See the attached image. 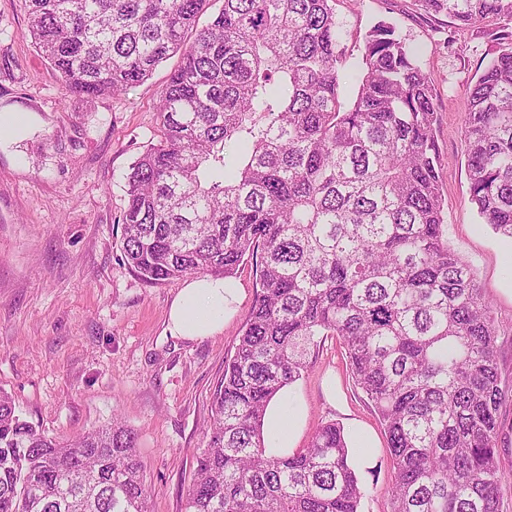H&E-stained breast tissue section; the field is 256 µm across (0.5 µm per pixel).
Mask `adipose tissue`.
<instances>
[{
  "mask_svg": "<svg viewBox=\"0 0 512 512\" xmlns=\"http://www.w3.org/2000/svg\"><path fill=\"white\" fill-rule=\"evenodd\" d=\"M242 290L235 281L205 277L188 281L170 306L168 330L171 335L196 341L221 333L224 319L239 303ZM269 448L285 454L294 448L302 417L289 413L286 403L275 400L267 409Z\"/></svg>",
  "mask_w": 512,
  "mask_h": 512,
  "instance_id": "1",
  "label": "adipose tissue"
}]
</instances>
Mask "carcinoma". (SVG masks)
Returning a JSON list of instances; mask_svg holds the SVG:
<instances>
[{
    "instance_id": "1",
    "label": "carcinoma",
    "mask_w": 512,
    "mask_h": 512,
    "mask_svg": "<svg viewBox=\"0 0 512 512\" xmlns=\"http://www.w3.org/2000/svg\"><path fill=\"white\" fill-rule=\"evenodd\" d=\"M25 2L73 94L126 92L180 54L128 176L123 262L151 284L259 271L185 512H360L337 423L292 455L265 443L269 402L330 336L386 433L389 512H500L495 319L444 236L434 94L394 27L356 64L331 0H223L201 29L208 0ZM422 3L503 21L462 132L471 201L512 241V0ZM145 471L121 419L60 442L0 393V512H148Z\"/></svg>"
}]
</instances>
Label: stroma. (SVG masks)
<instances>
[{"label": "stroma", "mask_w": 512, "mask_h": 512, "mask_svg": "<svg viewBox=\"0 0 512 512\" xmlns=\"http://www.w3.org/2000/svg\"><path fill=\"white\" fill-rule=\"evenodd\" d=\"M342 44L359 60L375 24H394L434 89L435 140L448 244L476 274L498 326L502 377L512 385V242L484 224L471 201L462 136L470 91L497 52L498 22L461 28L420 0H333ZM24 0H0V114L22 135H0V391L46 435L68 439L111 424L133 427L152 488L150 512H185L206 444L211 395L224 375L258 289L253 263L235 279L244 296L222 333L200 341L166 331L184 280L145 282L122 256L127 178L160 139L157 105L171 57L118 95L69 93L27 34ZM287 387L302 407L297 448L322 424L361 430L374 444L356 465L371 495L361 512H389L392 468L384 429L355 384L346 351L326 339Z\"/></svg>", "instance_id": "35a3bbf8"}]
</instances>
